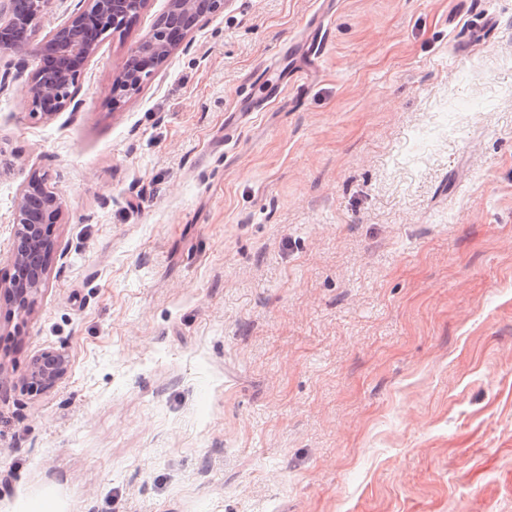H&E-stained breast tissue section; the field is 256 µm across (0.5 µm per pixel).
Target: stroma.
<instances>
[{
  "mask_svg": "<svg viewBox=\"0 0 512 512\" xmlns=\"http://www.w3.org/2000/svg\"><path fill=\"white\" fill-rule=\"evenodd\" d=\"M166 8L48 120L0 50V281L32 173L65 251L0 305V512H512V0H227L113 107ZM70 370L69 355L65 350L49 349L32 361L25 384L31 389L49 390L64 380Z\"/></svg>",
  "mask_w": 512,
  "mask_h": 512,
  "instance_id": "35a3bbf8",
  "label": "stroma"
}]
</instances>
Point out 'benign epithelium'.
<instances>
[{"instance_id": "obj_1", "label": "benign epithelium", "mask_w": 512, "mask_h": 512, "mask_svg": "<svg viewBox=\"0 0 512 512\" xmlns=\"http://www.w3.org/2000/svg\"><path fill=\"white\" fill-rule=\"evenodd\" d=\"M48 0H29L21 11L17 0H9L10 17L1 28L35 29ZM148 0H79L66 19L54 28L40 46V67L28 84L30 113L50 118L68 107L80 68L98 51L97 32H120L137 20ZM226 0H168L162 17L128 56L113 82L112 103L121 105L136 94L151 70L163 65L183 44L189 32L206 17L223 11ZM60 198L48 178L32 174L19 190L12 217L13 265L25 274L24 287L0 282V301L25 317L42 291L51 264L65 257L57 240L45 231L48 220H56ZM70 370L69 355L49 349L32 361L25 384L49 390L64 380Z\"/></svg>"}]
</instances>
